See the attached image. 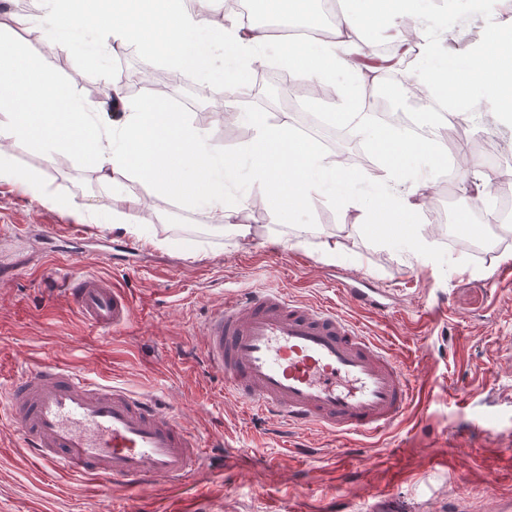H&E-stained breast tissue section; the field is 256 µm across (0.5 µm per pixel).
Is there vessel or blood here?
<instances>
[{"instance_id": "vessel-or-blood-1", "label": "vessel or blood", "mask_w": 512, "mask_h": 512, "mask_svg": "<svg viewBox=\"0 0 512 512\" xmlns=\"http://www.w3.org/2000/svg\"><path fill=\"white\" fill-rule=\"evenodd\" d=\"M60 286L98 334L133 318L131 298L104 279L71 269ZM342 288L365 309L394 308L390 294L367 279ZM201 355L223 376L225 394L289 426L345 438L389 429L416 390L393 349L334 306L305 305L275 288L225 295L204 321ZM0 409L34 461L71 482L134 487L163 479L178 486L216 456L154 397L58 362L12 380Z\"/></svg>"}]
</instances>
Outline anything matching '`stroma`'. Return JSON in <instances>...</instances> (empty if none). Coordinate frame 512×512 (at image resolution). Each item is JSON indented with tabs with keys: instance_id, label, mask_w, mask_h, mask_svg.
Masks as SVG:
<instances>
[{
	"instance_id": "obj_1",
	"label": "stroma",
	"mask_w": 512,
	"mask_h": 512,
	"mask_svg": "<svg viewBox=\"0 0 512 512\" xmlns=\"http://www.w3.org/2000/svg\"><path fill=\"white\" fill-rule=\"evenodd\" d=\"M14 2L0 0V44L38 59L79 101L93 104L102 87L101 66H121L128 77L138 72L141 54L126 53L120 44L103 61L74 40L62 53L44 51L41 37L24 36L11 25ZM422 8L433 29L454 26L451 61L463 62L472 39L486 35L487 18L467 0H455L449 15L438 0H424ZM316 112L331 113L332 120L308 140L331 162L337 155L328 137L345 126L339 97L310 96L291 112L290 122L300 127ZM184 115L205 124L220 153L239 151L253 136L239 121L202 122L192 106ZM11 155L16 167L39 174L51 202L38 204L0 182V373L57 361L99 381L159 396L204 441L222 444L224 465L183 488L156 481L130 490L90 481L76 492L30 460L12 428L0 426V512H293L298 502L308 512H368L378 489L386 490L393 512H448L457 503L471 512H499L498 466L472 469L469 455L475 447L512 446V281L498 277L512 242L481 259L471 254L468 240L449 239L451 223L492 231L474 212L468 184L432 180L421 210L406 216L427 244L419 260L403 237L381 239L356 223L362 203L384 186L377 164H354L352 187L337 188L335 197L309 212L285 215L279 224L270 223L262 188L241 168L229 189L243 201L239 223L254 227L252 236L241 239L132 176L104 183L83 158L51 167L23 142L12 146ZM116 189L149 197L143 219L150 237L79 222L67 207L76 199L107 212ZM156 211L165 222L153 221ZM39 230L90 235L76 266L133 298L130 324L104 338L83 322L56 285L55 265L42 258ZM97 237L126 240L148 252L135 270L129 258L96 255ZM326 241L335 242V258H323ZM359 274L395 292L396 312H370L342 293L337 279ZM261 288L280 289L303 303L332 304L395 348L419 395L392 430L348 439L291 431L280 419L225 396L220 375L200 357V324L223 303L225 291ZM390 448L405 449L408 477L393 478L377 467ZM450 453L453 469L434 466V459Z\"/></svg>"
}]
</instances>
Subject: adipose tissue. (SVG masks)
Segmentation results:
<instances>
[{
    "label": "adipose tissue",
    "mask_w": 512,
    "mask_h": 512,
    "mask_svg": "<svg viewBox=\"0 0 512 512\" xmlns=\"http://www.w3.org/2000/svg\"><path fill=\"white\" fill-rule=\"evenodd\" d=\"M497 2L469 0L470 9L489 15L490 22L480 50L470 53L461 68L444 54L443 38L429 33L418 0H363V9L338 18L336 39H307L274 49L261 28L246 31L237 18L216 17L217 0H197L193 10L184 9L181 0H40V13L22 17L21 22L40 27L52 50L61 47L66 36L88 34V52L100 59L110 53L98 37L102 31L143 47L150 59L194 71L210 69L221 49L226 74L240 85L246 84L247 73L257 62L286 65L303 78L342 74L346 81L340 97L347 104L363 83L358 59L365 50L354 33L371 25L399 40L408 25L420 56L408 75L409 85L424 92L440 91L452 108L467 102L468 89H477L478 98L467 102L472 112L483 110L512 124V33L493 20ZM102 78L111 93L90 106L66 98L52 70L15 50L0 52L1 181L13 183L32 201L44 204L48 197L40 178L14 167L8 152L11 143L31 145L51 166L87 155L104 179L117 172L134 173L168 198L202 208L211 223L244 238L252 227L238 223L242 201L227 190L241 160L249 161L254 180L265 187L274 224L281 222L284 211L312 208L327 186L354 180L344 165L326 163L288 121L255 122L254 136L241 152L222 155L213 149L205 128L168 111L153 97L128 103L118 76L106 71ZM381 163L386 168L385 186L364 208V215L417 212L422 191L432 179L431 168L422 167L411 177L392 157H383Z\"/></svg>",
    "instance_id": "obj_1"
}]
</instances>
